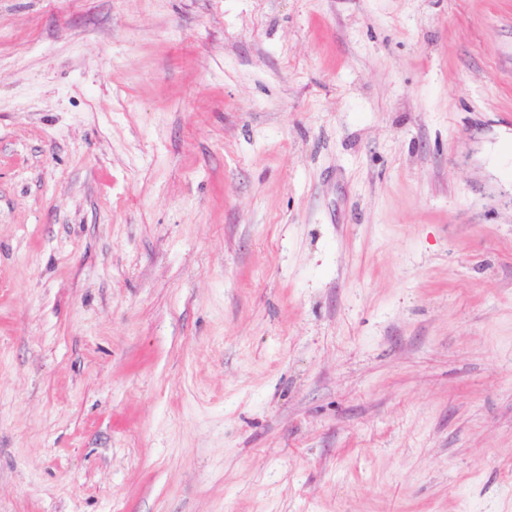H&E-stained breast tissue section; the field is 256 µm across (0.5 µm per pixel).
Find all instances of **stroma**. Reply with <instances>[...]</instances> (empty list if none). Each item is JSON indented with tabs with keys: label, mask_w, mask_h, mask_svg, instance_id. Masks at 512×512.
<instances>
[{
	"label": "stroma",
	"mask_w": 512,
	"mask_h": 512,
	"mask_svg": "<svg viewBox=\"0 0 512 512\" xmlns=\"http://www.w3.org/2000/svg\"><path fill=\"white\" fill-rule=\"evenodd\" d=\"M512 0H0V512H512Z\"/></svg>",
	"instance_id": "stroma-1"
}]
</instances>
